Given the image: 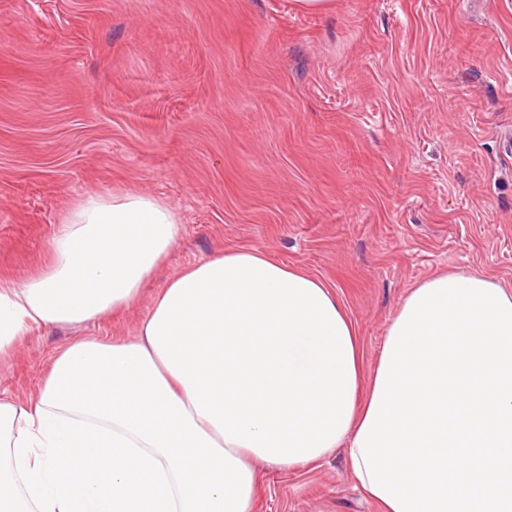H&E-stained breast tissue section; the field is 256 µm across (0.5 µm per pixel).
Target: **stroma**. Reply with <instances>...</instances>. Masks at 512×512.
<instances>
[{
    "label": "stroma",
    "instance_id": "35a3bbf8",
    "mask_svg": "<svg viewBox=\"0 0 512 512\" xmlns=\"http://www.w3.org/2000/svg\"><path fill=\"white\" fill-rule=\"evenodd\" d=\"M136 191L181 236L134 306L23 337L34 394L77 336H133L192 262L251 249L334 286L373 369L410 288L512 289V0H0V278L83 196ZM257 512H378L345 456L258 463Z\"/></svg>",
    "mask_w": 512,
    "mask_h": 512
}]
</instances>
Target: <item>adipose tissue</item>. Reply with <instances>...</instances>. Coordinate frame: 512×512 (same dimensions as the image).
Instances as JSON below:
<instances>
[{
    "label": "adipose tissue",
    "mask_w": 512,
    "mask_h": 512,
    "mask_svg": "<svg viewBox=\"0 0 512 512\" xmlns=\"http://www.w3.org/2000/svg\"><path fill=\"white\" fill-rule=\"evenodd\" d=\"M181 231L153 196H85L45 264L0 279V361L135 305ZM339 449L382 512H512V290L423 280L369 372L323 280L249 249L197 262L137 335L75 338L36 395L0 394V512H256V462Z\"/></svg>",
    "instance_id": "ef3b65f1"
}]
</instances>
